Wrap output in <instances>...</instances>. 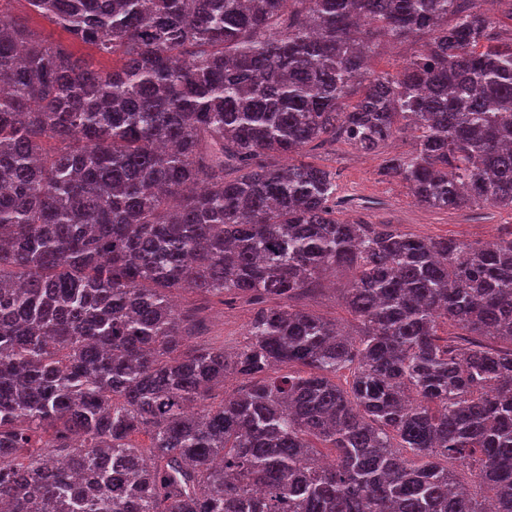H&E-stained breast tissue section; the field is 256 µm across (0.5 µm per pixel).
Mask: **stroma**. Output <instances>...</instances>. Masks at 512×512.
Returning <instances> with one entry per match:
<instances>
[{
    "mask_svg": "<svg viewBox=\"0 0 512 512\" xmlns=\"http://www.w3.org/2000/svg\"><path fill=\"white\" fill-rule=\"evenodd\" d=\"M412 148V139L403 135L381 153L361 154L339 139L308 147L307 156L309 161L335 172L338 218L395 224L408 233L453 236L476 245L512 236V210L507 208L484 205L441 211L414 204L405 184L381 173L384 158L408 153ZM352 279L348 270L327 273L323 291L301 299V307L324 318L351 324V317L340 303V294ZM176 305L181 310L203 307L204 327L198 343L229 348L244 341L250 311L242 300L224 304L215 298L186 292L177 297Z\"/></svg>",
    "mask_w": 512,
    "mask_h": 512,
    "instance_id": "stroma-1",
    "label": "stroma"
}]
</instances>
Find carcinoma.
I'll use <instances>...</instances> for the list:
<instances>
[{
	"instance_id": "1",
	"label": "carcinoma",
	"mask_w": 512,
	"mask_h": 512,
	"mask_svg": "<svg viewBox=\"0 0 512 512\" xmlns=\"http://www.w3.org/2000/svg\"><path fill=\"white\" fill-rule=\"evenodd\" d=\"M22 2L119 66L0 11V512H512V237L341 220L298 159L408 131L415 203L512 209L504 0ZM336 268L355 337L296 305ZM177 308L182 310L193 306H205L202 313L204 328L193 343H212L227 348L235 347L246 338L245 325L250 317L249 306L241 299L222 304L217 298H206L199 293H182L176 299Z\"/></svg>"
}]
</instances>
